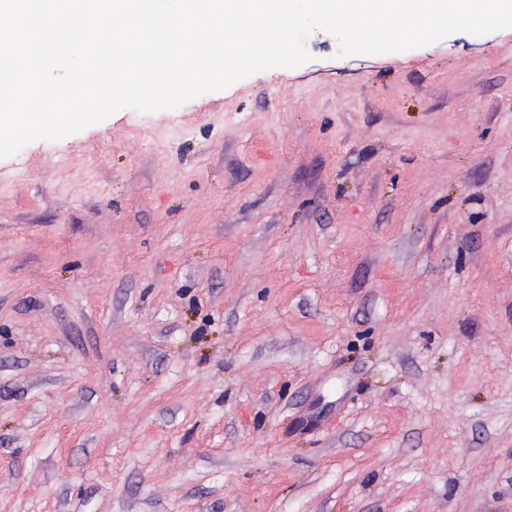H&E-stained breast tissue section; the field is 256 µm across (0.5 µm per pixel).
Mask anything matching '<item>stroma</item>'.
Listing matches in <instances>:
<instances>
[{
  "mask_svg": "<svg viewBox=\"0 0 512 512\" xmlns=\"http://www.w3.org/2000/svg\"><path fill=\"white\" fill-rule=\"evenodd\" d=\"M307 48L0 159V512H512V29Z\"/></svg>",
  "mask_w": 512,
  "mask_h": 512,
  "instance_id": "35a3bbf8",
  "label": "stroma"
}]
</instances>
